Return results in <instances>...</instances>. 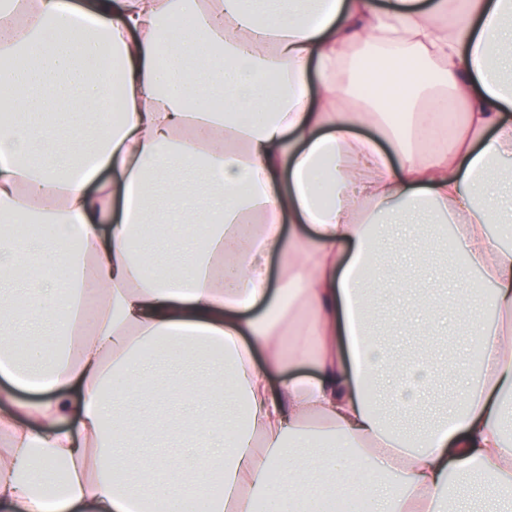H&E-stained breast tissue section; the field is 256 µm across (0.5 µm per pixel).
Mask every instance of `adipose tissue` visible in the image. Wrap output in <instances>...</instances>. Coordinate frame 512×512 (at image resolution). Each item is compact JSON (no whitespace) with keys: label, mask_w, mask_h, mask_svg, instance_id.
Listing matches in <instances>:
<instances>
[{"label":"adipose tissue","mask_w":512,"mask_h":512,"mask_svg":"<svg viewBox=\"0 0 512 512\" xmlns=\"http://www.w3.org/2000/svg\"><path fill=\"white\" fill-rule=\"evenodd\" d=\"M182 16L191 28L176 27ZM0 56L12 59L0 65L12 115L0 120V208L35 228L0 226L7 512H252L259 499L277 512L325 486L368 512H448L451 483L474 474L512 490V247L492 232L512 226V0H464L453 15L448 0H12ZM361 85L373 96L341 108ZM115 88L117 124L104 119ZM425 92L465 107L456 131L447 113L415 111ZM362 126L388 152L356 136ZM194 176L213 194L184 201L173 223L192 258L155 269L170 244L150 232L169 222L155 194ZM419 218L452 226L449 252L479 274L448 312L483 359L460 408L409 431L372 381L387 377L411 408L405 375L430 371L372 339L368 293L382 240L416 249L406 227ZM24 317L69 346L29 341L15 361ZM186 357L208 371L190 425L158 431L191 435L205 455H118L140 433L126 398L173 397L149 369ZM302 359L316 377L275 381ZM21 387L39 399L17 400ZM60 468L45 504L35 484Z\"/></svg>","instance_id":"1"}]
</instances>
